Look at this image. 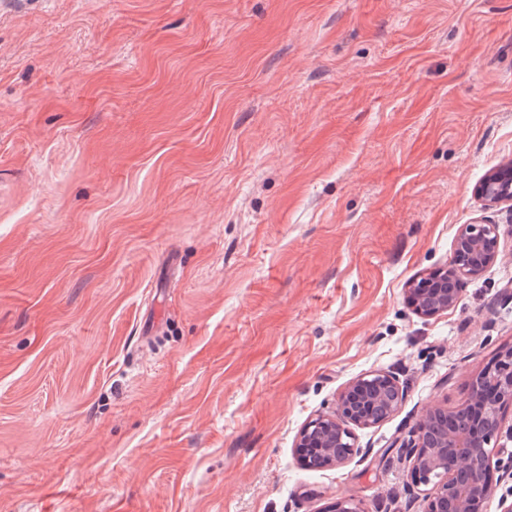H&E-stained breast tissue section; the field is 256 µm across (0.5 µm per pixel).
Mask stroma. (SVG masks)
<instances>
[{
	"mask_svg": "<svg viewBox=\"0 0 512 512\" xmlns=\"http://www.w3.org/2000/svg\"><path fill=\"white\" fill-rule=\"evenodd\" d=\"M510 159L512 0H0V512H425L393 444L512 346V254L404 288ZM491 463L499 512L512 407ZM406 397L407 386L393 371L352 378L338 394L336 411L312 419L297 436L295 448L310 451L306 455L312 468L342 466L360 452L351 426L379 425L398 412Z\"/></svg>",
	"mask_w": 512,
	"mask_h": 512,
	"instance_id": "stroma-1",
	"label": "stroma"
}]
</instances>
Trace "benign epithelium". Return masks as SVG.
Wrapping results in <instances>:
<instances>
[{"label": "benign epithelium", "instance_id": "benign-epithelium-1", "mask_svg": "<svg viewBox=\"0 0 512 512\" xmlns=\"http://www.w3.org/2000/svg\"><path fill=\"white\" fill-rule=\"evenodd\" d=\"M474 193L483 209L505 206L512 213V162L487 173ZM503 249L500 225L486 217L459 225L449 262L408 282L409 305L424 319L447 313L455 308L467 283L497 262ZM470 385L465 403L453 410L429 409L415 431L395 444L409 458L415 483L430 487L426 512H488L493 498L490 445L502 432L504 411L512 405V347L503 349L498 363ZM406 397L407 386L393 371L352 378L338 394L336 411L312 419L300 431L295 447L307 452L312 468L342 466L360 452L353 428L379 425L398 412ZM474 406L480 414L496 418L494 431L485 437L458 427L463 411Z\"/></svg>", "mask_w": 512, "mask_h": 512}]
</instances>
